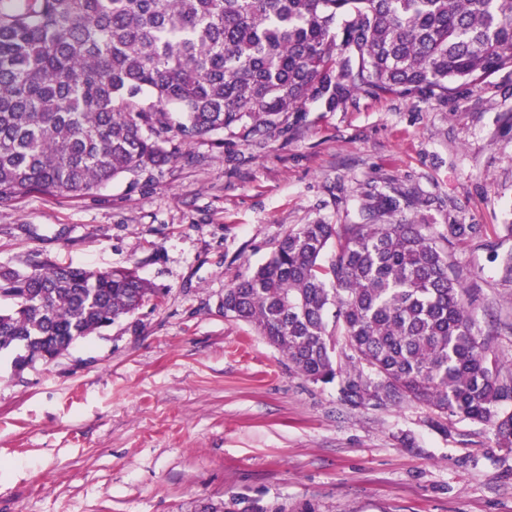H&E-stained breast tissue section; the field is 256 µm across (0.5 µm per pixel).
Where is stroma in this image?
Masks as SVG:
<instances>
[{
    "instance_id": "obj_1",
    "label": "stroma",
    "mask_w": 512,
    "mask_h": 512,
    "mask_svg": "<svg viewBox=\"0 0 512 512\" xmlns=\"http://www.w3.org/2000/svg\"><path fill=\"white\" fill-rule=\"evenodd\" d=\"M386 195L447 230L512 361V70L447 96H354L257 141L215 132L82 196L0 204V266L132 268L159 293L15 374L0 356V512H512V450L423 404L353 407L296 374L224 290L303 224Z\"/></svg>"
}]
</instances>
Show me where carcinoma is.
Returning <instances> with one entry per match:
<instances>
[{
  "label": "carcinoma",
  "mask_w": 512,
  "mask_h": 512,
  "mask_svg": "<svg viewBox=\"0 0 512 512\" xmlns=\"http://www.w3.org/2000/svg\"><path fill=\"white\" fill-rule=\"evenodd\" d=\"M509 68L512 0H0V203L149 173L175 134L247 141L309 103L448 94ZM397 210L374 199L362 223L288 231L224 289V315L353 405L424 403L511 448L512 368L449 250L475 226L375 223ZM154 294L133 269L0 267V351L21 350L17 372L56 360Z\"/></svg>",
  "instance_id": "1"
}]
</instances>
